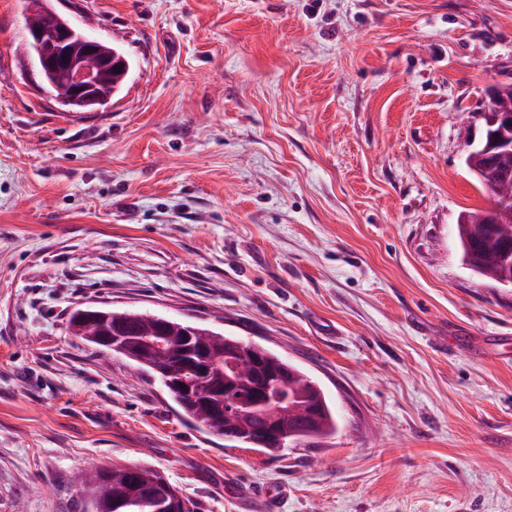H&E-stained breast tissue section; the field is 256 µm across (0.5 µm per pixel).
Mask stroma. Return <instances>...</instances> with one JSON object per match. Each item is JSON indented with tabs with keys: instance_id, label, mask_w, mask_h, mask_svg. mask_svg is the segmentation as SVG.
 I'll use <instances>...</instances> for the list:
<instances>
[{
	"instance_id": "35a3bbf8",
	"label": "stroma",
	"mask_w": 512,
	"mask_h": 512,
	"mask_svg": "<svg viewBox=\"0 0 512 512\" xmlns=\"http://www.w3.org/2000/svg\"><path fill=\"white\" fill-rule=\"evenodd\" d=\"M132 68L68 118L0 0V512L148 466L198 512H512V288L462 260L512 0H48ZM81 303L274 350L336 435L201 430Z\"/></svg>"
}]
</instances>
